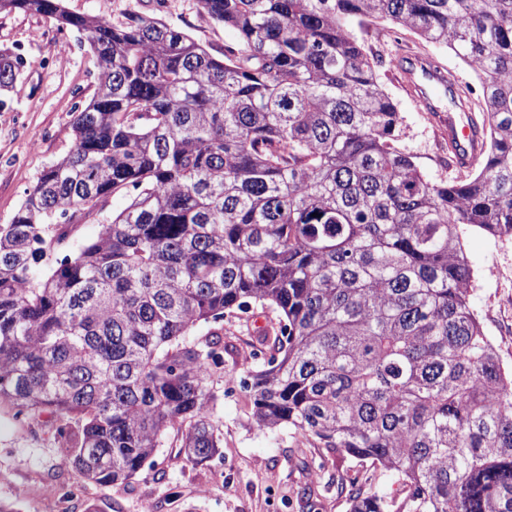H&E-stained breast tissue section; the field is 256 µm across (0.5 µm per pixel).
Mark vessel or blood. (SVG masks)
Returning <instances> with one entry per match:
<instances>
[{"mask_svg": "<svg viewBox=\"0 0 512 512\" xmlns=\"http://www.w3.org/2000/svg\"><path fill=\"white\" fill-rule=\"evenodd\" d=\"M399 80L416 101L428 122L447 142L459 166H469L480 154L483 142L471 126L466 112L456 110L454 99L460 95L458 78L449 76L446 69L432 56L411 54L398 68Z\"/></svg>", "mask_w": 512, "mask_h": 512, "instance_id": "1", "label": "vessel or blood"}]
</instances>
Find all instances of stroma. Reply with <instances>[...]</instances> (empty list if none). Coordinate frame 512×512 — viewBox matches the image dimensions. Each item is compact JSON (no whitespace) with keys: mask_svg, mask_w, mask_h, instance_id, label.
<instances>
[{"mask_svg":"<svg viewBox=\"0 0 512 512\" xmlns=\"http://www.w3.org/2000/svg\"><path fill=\"white\" fill-rule=\"evenodd\" d=\"M70 12L109 21L130 11L178 27L212 54L237 40L235 32L200 14L194 0H64ZM380 21L347 28L363 37L365 48L384 60L378 70L383 88L402 118L399 148L412 155L432 181L447 179L448 167L433 132L416 102L399 86L391 65L394 57L423 52L453 69L463 83L477 84L474 72L447 48L425 42L408 30L400 40L386 43L372 32ZM56 23L40 14L20 10L0 13V50L19 56L24 65L8 89L0 90V224L9 223L25 193L50 164L73 146L69 126L72 112L92 98L97 83V59L77 32H69L68 49L54 38ZM465 253L475 272L471 303L479 314L503 363L512 366V239L495 238L469 227L463 233ZM274 313L255 310L249 322L224 319V340L230 349L218 368L212 419L224 440V480L214 483L213 466L178 456L174 443L163 440L154 467L125 485L100 486L78 482L73 470L59 466L61 439L55 428L37 416L18 418L0 406V500L17 512H54L49 489H75L71 512L95 505L98 512H348L344 497L330 480L341 475L390 498L404 488L397 476L369 461L341 458L316 448L285 430H261L252 425L247 392L228 389L226 382L246 369L237 347L250 341L255 329L266 327ZM322 467L305 470V463Z\"/></svg>","mask_w":512,"mask_h":512,"instance_id":"stroma-1","label":"stroma"}]
</instances>
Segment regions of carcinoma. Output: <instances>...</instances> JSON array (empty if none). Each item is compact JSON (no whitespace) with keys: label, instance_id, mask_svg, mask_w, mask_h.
I'll return each instance as SVG.
<instances>
[{"label":"carcinoma","instance_id":"cac0c4a2","mask_svg":"<svg viewBox=\"0 0 512 512\" xmlns=\"http://www.w3.org/2000/svg\"><path fill=\"white\" fill-rule=\"evenodd\" d=\"M196 7L236 45L215 56L136 13L0 0L81 33L98 61L71 151L0 224V404L58 424L60 464L84 482L127 483L169 436L210 462L224 316L271 309L241 354L252 424L405 488L388 501L341 478L349 512H512V368L471 305L462 243L465 226L512 238V0ZM350 19L481 62L471 170L432 182L398 148L397 104ZM96 217L94 240L41 269Z\"/></svg>","mask_w":512,"mask_h":512}]
</instances>
